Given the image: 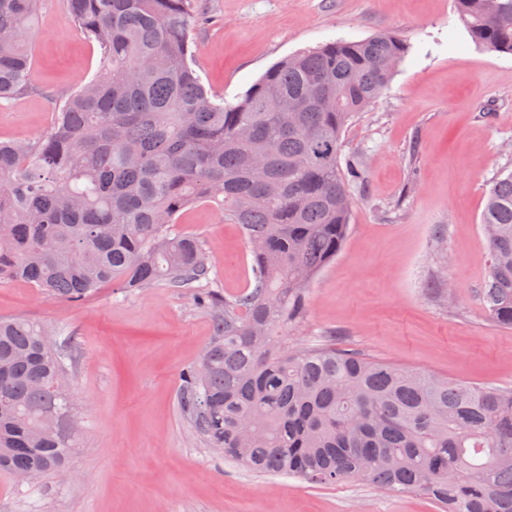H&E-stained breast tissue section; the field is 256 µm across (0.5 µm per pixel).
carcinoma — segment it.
Here are the masks:
<instances>
[{
	"label": "carcinoma",
	"instance_id": "obj_1",
	"mask_svg": "<svg viewBox=\"0 0 512 512\" xmlns=\"http://www.w3.org/2000/svg\"><path fill=\"white\" fill-rule=\"evenodd\" d=\"M471 40L512 54V0H455ZM100 49L98 74L53 98L35 142L0 140V279L77 303L208 279L201 241L173 225L196 205L238 224L254 285L197 293L214 337L182 374L180 406L210 447L247 469L316 483L353 479L426 495L444 512H512V388L408 370L331 344L301 351L288 328L307 286L342 251L363 166L342 137L409 51L400 35L289 55L232 104L192 68L202 0H66ZM46 0H0V102L32 91ZM482 301L512 328V172L486 192ZM46 329L0 317V472L66 468L74 403ZM62 420L55 432L41 418Z\"/></svg>",
	"mask_w": 512,
	"mask_h": 512
}]
</instances>
